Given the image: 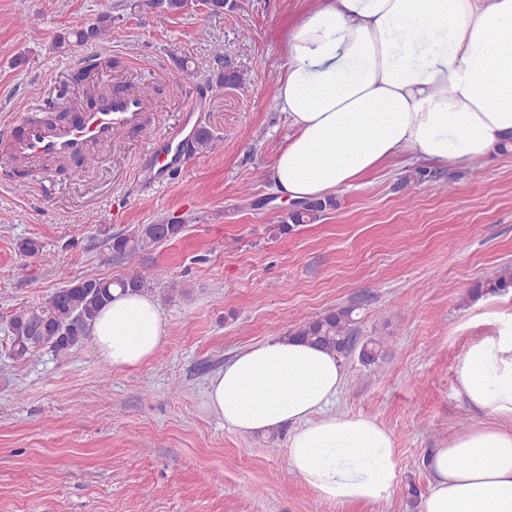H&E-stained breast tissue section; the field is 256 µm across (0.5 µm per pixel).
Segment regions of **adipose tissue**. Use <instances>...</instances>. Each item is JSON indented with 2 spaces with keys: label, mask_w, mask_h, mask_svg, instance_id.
<instances>
[{
  "label": "adipose tissue",
  "mask_w": 512,
  "mask_h": 512,
  "mask_svg": "<svg viewBox=\"0 0 512 512\" xmlns=\"http://www.w3.org/2000/svg\"><path fill=\"white\" fill-rule=\"evenodd\" d=\"M276 106L292 130L273 164L286 202L352 187L387 160L483 164L512 138V0H312L290 24ZM166 319L151 295L113 290L91 325L98 356L124 371L160 349ZM336 354L266 338L208 381L207 408L241 435L288 431V464L324 502L374 505L398 455L375 419L336 413ZM456 395L482 421L431 450L418 512H512V322L473 337Z\"/></svg>",
  "instance_id": "1"
}]
</instances>
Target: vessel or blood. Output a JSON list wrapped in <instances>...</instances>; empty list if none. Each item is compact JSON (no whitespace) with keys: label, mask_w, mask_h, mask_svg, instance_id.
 <instances>
[{"label":"vessel or blood","mask_w":512,"mask_h":512,"mask_svg":"<svg viewBox=\"0 0 512 512\" xmlns=\"http://www.w3.org/2000/svg\"><path fill=\"white\" fill-rule=\"evenodd\" d=\"M156 110L155 98L135 87L94 93L67 122L27 117L1 126L0 162L24 173L61 175L92 150L111 146L119 135H148L162 174L173 180L183 171L192 137L182 126L160 132Z\"/></svg>","instance_id":"1"}]
</instances>
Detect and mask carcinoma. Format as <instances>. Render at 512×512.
<instances>
[{"label": "carcinoma", "mask_w": 512, "mask_h": 512, "mask_svg": "<svg viewBox=\"0 0 512 512\" xmlns=\"http://www.w3.org/2000/svg\"><path fill=\"white\" fill-rule=\"evenodd\" d=\"M201 3L217 13L224 7L235 6L232 0H155L162 11L171 14L190 10ZM112 25V17L102 16L88 29L74 31L72 36L80 42L97 40ZM223 137L209 129H198L195 140L196 153L215 150ZM337 207L336 199L329 196L313 199L288 210L274 231L286 234L299 224H313ZM184 224H142L128 235L115 234L107 238L115 257L124 258L137 253H149L161 243L179 236ZM166 271L158 268L149 276L138 272L115 278L87 277L70 281L39 306L23 309L13 314L8 322L10 358L24 360L39 350H47L57 358L67 357L72 349L89 337L91 324L102 307L112 298V287L138 293H150L154 285L165 279ZM512 288V266L503 267L492 279L475 284L469 291L471 299L492 293L506 292ZM356 308L340 306L315 318L308 319L288 331V335L306 341L339 357L349 356L356 346ZM388 341L386 337L368 338L359 351V358L366 365H374L384 358Z\"/></svg>", "instance_id": "1"}]
</instances>
